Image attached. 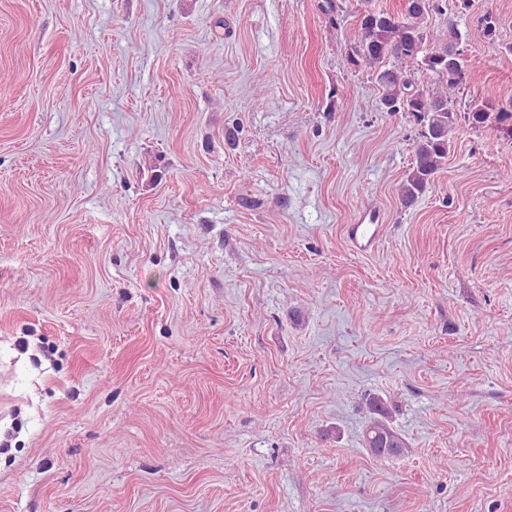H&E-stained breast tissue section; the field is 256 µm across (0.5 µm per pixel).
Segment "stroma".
Returning <instances> with one entry per match:
<instances>
[{
	"mask_svg": "<svg viewBox=\"0 0 512 512\" xmlns=\"http://www.w3.org/2000/svg\"><path fill=\"white\" fill-rule=\"evenodd\" d=\"M322 3L0 0V512H512V139L403 207L420 128L346 61L403 2ZM451 21L498 98L512 0ZM368 218V221H366ZM378 216L362 214L347 227L348 238L352 246L362 252L372 249L380 237L381 225ZM369 422L364 433V445L377 458L397 454L405 448L402 438L388 425V410L380 399L369 402Z\"/></svg>",
	"mask_w": 512,
	"mask_h": 512,
	"instance_id": "stroma-1",
	"label": "stroma"
}]
</instances>
